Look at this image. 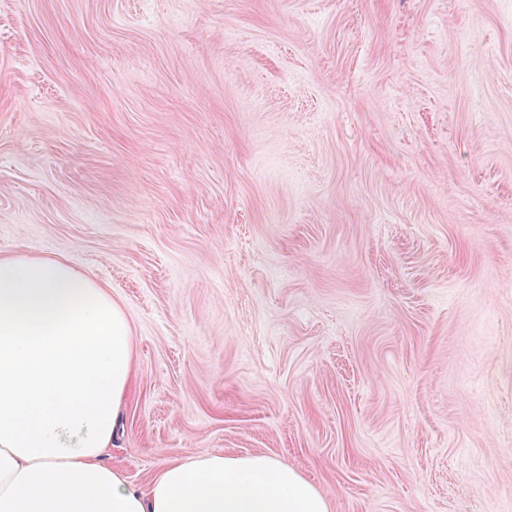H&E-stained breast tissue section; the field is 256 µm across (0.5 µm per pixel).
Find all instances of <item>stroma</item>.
Here are the masks:
<instances>
[{
    "label": "stroma",
    "instance_id": "stroma-1",
    "mask_svg": "<svg viewBox=\"0 0 512 512\" xmlns=\"http://www.w3.org/2000/svg\"><path fill=\"white\" fill-rule=\"evenodd\" d=\"M0 253L123 307L133 485L512 512V0H0Z\"/></svg>",
    "mask_w": 512,
    "mask_h": 512
}]
</instances>
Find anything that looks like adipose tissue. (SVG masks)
<instances>
[{
	"mask_svg": "<svg viewBox=\"0 0 512 512\" xmlns=\"http://www.w3.org/2000/svg\"><path fill=\"white\" fill-rule=\"evenodd\" d=\"M133 363L124 310L91 273L0 256V512H330L263 454L192 457L130 485L106 454Z\"/></svg>",
	"mask_w": 512,
	"mask_h": 512,
	"instance_id": "1",
	"label": "adipose tissue"
}]
</instances>
